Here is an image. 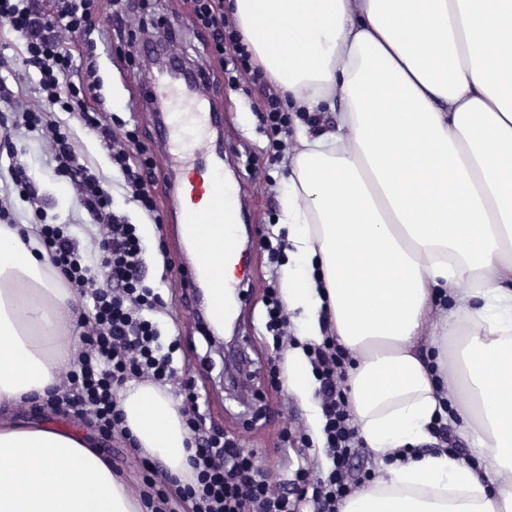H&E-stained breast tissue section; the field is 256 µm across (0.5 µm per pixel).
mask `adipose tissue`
Listing matches in <instances>:
<instances>
[{"mask_svg":"<svg viewBox=\"0 0 512 512\" xmlns=\"http://www.w3.org/2000/svg\"><path fill=\"white\" fill-rule=\"evenodd\" d=\"M257 64L293 111L327 106L331 129L300 126L282 223L297 226L284 298L306 336L352 352L349 404L378 458L427 453L346 498L339 512H512V0H230ZM448 297L436 312L434 292ZM77 299L47 257L0 226V512H141L82 434L20 425L80 340ZM437 317L440 335L425 336ZM451 350L445 411L429 344ZM141 454L191 470L180 405L132 381L120 394ZM447 415L485 466L433 449Z\"/></svg>","mask_w":512,"mask_h":512,"instance_id":"adipose-tissue-1","label":"adipose tissue"}]
</instances>
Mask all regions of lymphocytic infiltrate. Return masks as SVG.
I'll list each match as a JSON object with an SVG mask.
<instances>
[{
  "label": "lymphocytic infiltrate",
  "mask_w": 512,
  "mask_h": 512,
  "mask_svg": "<svg viewBox=\"0 0 512 512\" xmlns=\"http://www.w3.org/2000/svg\"><path fill=\"white\" fill-rule=\"evenodd\" d=\"M0 20L20 40L24 68L40 74L43 108L23 111L22 122L41 129L55 171L75 187L81 205L100 230L98 258L91 261L58 226L43 224L34 229L51 267L80 294L93 298L92 308L73 311L82 355L67 371L69 385L53 404L122 439L126 432L116 394L129 379L169 387L186 408L195 396L163 353L161 333L150 318L160 297L145 282V251L136 226L113 212L111 194L88 166L77 163L71 132L54 117L59 107L77 112L81 128L108 150L133 200L150 208V172L131 164L129 153L116 148L112 128L102 121L100 110L88 108L89 100L99 97L97 41L110 35L112 21L100 17L97 0H0ZM63 29L81 49L83 74L73 72L75 56L60 40ZM307 354L318 381L325 452L333 464L328 476L316 478L301 469L293 481L274 480L255 469L251 452L237 441L194 424L190 427L193 472L184 488L194 502V512H300L304 501L311 504V512H338L340 502L359 485V477L349 469L364 442L346 396L348 352L328 336L309 347Z\"/></svg>",
  "instance_id": "lymphocytic-infiltrate-1"
}]
</instances>
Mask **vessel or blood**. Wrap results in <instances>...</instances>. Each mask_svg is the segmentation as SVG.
Listing matches in <instances>:
<instances>
[{
	"instance_id": "vessel-or-blood-1",
	"label": "vessel or blood",
	"mask_w": 512,
	"mask_h": 512,
	"mask_svg": "<svg viewBox=\"0 0 512 512\" xmlns=\"http://www.w3.org/2000/svg\"><path fill=\"white\" fill-rule=\"evenodd\" d=\"M147 95L157 109L171 111L160 135L168 144L165 164L180 175L178 232L207 290L209 319L219 325L230 310L231 267L238 262L232 247L237 232V192L224 178L222 155H214L206 170L191 161L206 133L214 93L202 83L189 84L167 73L149 76Z\"/></svg>"
}]
</instances>
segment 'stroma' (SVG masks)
I'll return each instance as SVG.
<instances>
[{
    "label": "stroma",
    "mask_w": 512,
    "mask_h": 512,
    "mask_svg": "<svg viewBox=\"0 0 512 512\" xmlns=\"http://www.w3.org/2000/svg\"><path fill=\"white\" fill-rule=\"evenodd\" d=\"M163 20L174 23L179 38L172 51L182 57L187 69H198L220 84L218 109L224 115V169L231 173L239 189L240 221L247 224L252 241L245 277L237 283L240 298L235 317L247 367L242 384L235 387L224 382L222 359L208 342L191 301L185 297L184 284L190 280L192 270L185 262L186 250L177 235L171 199L164 189L166 167L155 116L134 109L147 69L138 45L130 41V30L139 26L149 31ZM128 23V29L113 33L111 42L98 46L96 58L104 81L103 94L115 102L104 118L111 123L117 143L128 148L134 162L147 161L155 166L152 212H145L132 200L113 172L106 150L81 129L73 113L60 110L55 117L74 133L79 162L97 172L112 195L114 211L139 227L146 247L147 282L163 299L152 319L161 332L162 344L173 349L174 367L196 389L203 428L224 432L253 451L267 473L276 479L294 477L300 459L294 442L300 435H308L313 470L328 472L331 462L322 440L313 434L310 410L288 391L285 383L274 379L275 373H286L289 350L300 346L304 320L299 312H288L287 337L280 343L265 328L267 297L280 291L288 271L301 268L299 261L289 260L287 249L270 247L276 240L283 244L293 231L279 218L288 196V171L282 158L293 150L296 134L274 132L257 119L268 99L279 96L280 91L269 84L253 59L245 58L246 48L240 42L226 41L224 57H244V64L234 71H222L221 59L210 53L213 33L197 24L192 0H142ZM16 144L29 175L41 189L48 223L63 227L82 250H90L97 228L69 183L54 175L45 139L38 132L26 131ZM85 433L99 443L127 483L139 480L144 472L141 456L128 443L92 427L86 428Z\"/></svg>",
    "instance_id": "obj_1"
}]
</instances>
